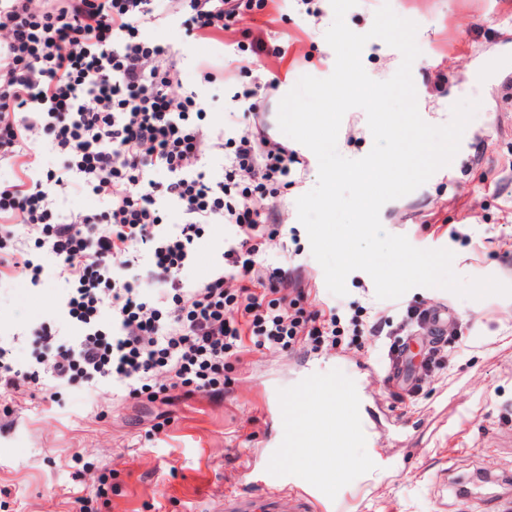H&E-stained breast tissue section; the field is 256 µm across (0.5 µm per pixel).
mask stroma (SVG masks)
I'll list each match as a JSON object with an SVG mask.
<instances>
[{
	"mask_svg": "<svg viewBox=\"0 0 512 512\" xmlns=\"http://www.w3.org/2000/svg\"><path fill=\"white\" fill-rule=\"evenodd\" d=\"M386 2L418 25L412 75L423 120L446 124L462 99L480 106L452 163L386 203L382 225L417 248L451 250L463 278L512 284V0H360L345 16L348 27L368 32ZM333 20L330 0H262L241 10L220 42L187 41L179 21L166 15L146 32L178 49L181 87L203 101L212 126L247 125L249 103L236 93L252 87L276 129L279 102L301 76L332 74L335 53L325 33ZM251 46L259 55L249 70L204 82L203 65L222 68ZM361 60L372 79L384 81L402 55L373 39ZM274 138L284 135L276 129ZM372 145L365 111L350 109L338 152L358 159ZM288 147L296 162L291 184L272 200L281 233L264 254L266 264L296 267L308 301L334 309L341 320L360 306L368 317L396 321L410 306H446L448 329L462 336L465 349L401 403L385 382L386 340L370 335L358 348L340 341L246 353L228 364L222 393L166 404L127 398L109 382L61 385L38 366L30 334L41 322L67 337L76 333L62 316L66 291L54 263L46 262L39 285L19 274L0 280V342L19 366L39 374L35 392L0 389V512H76L75 498L97 486L109 499L103 512H210L223 492L254 494L252 465L292 468L317 480V462L293 464L273 453L280 425L304 424L312 403L341 404L352 391L358 413L337 419L336 428L370 432L344 446L332 487L335 512H500L498 500L512 499V297L469 300L417 287L381 300L362 271L349 274L346 295L330 293L296 208L317 183L318 161L296 141ZM235 237L230 224L208 229L183 278L208 280ZM161 417L166 423L158 431Z\"/></svg>",
	"mask_w": 512,
	"mask_h": 512,
	"instance_id": "1",
	"label": "stroma"
}]
</instances>
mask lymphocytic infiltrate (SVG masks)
Listing matches in <instances>:
<instances>
[{"label":"lymphocytic infiltrate","mask_w":512,"mask_h":512,"mask_svg":"<svg viewBox=\"0 0 512 512\" xmlns=\"http://www.w3.org/2000/svg\"><path fill=\"white\" fill-rule=\"evenodd\" d=\"M164 6L193 41L223 33L242 3L0 0V168L15 175L0 182V268L41 281L45 267L18 248V226L58 268L80 334L62 342L50 327L32 330L56 381L112 380L127 397L167 402L177 390L221 392L228 359L247 345L343 336L357 347L387 323L356 312L338 324L303 305L292 271L262 264L279 224L253 199L287 187L292 152L253 125L226 136L196 93L179 91L176 50L145 32ZM224 149L222 176H207L206 151ZM87 191L101 209L70 206ZM214 224L234 225V243L210 279H182ZM141 258L159 287L151 298L128 274Z\"/></svg>","instance_id":"lymphocytic-infiltrate-1"}]
</instances>
